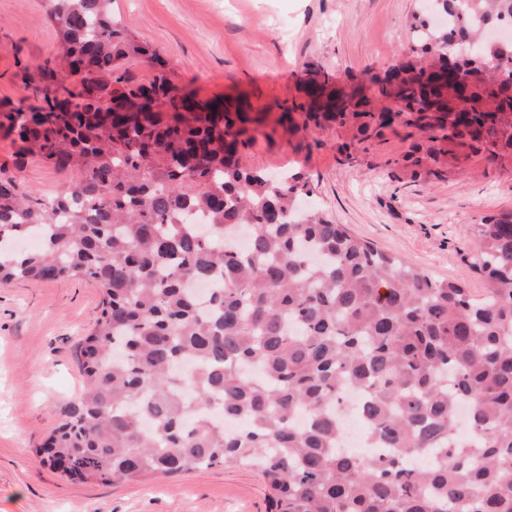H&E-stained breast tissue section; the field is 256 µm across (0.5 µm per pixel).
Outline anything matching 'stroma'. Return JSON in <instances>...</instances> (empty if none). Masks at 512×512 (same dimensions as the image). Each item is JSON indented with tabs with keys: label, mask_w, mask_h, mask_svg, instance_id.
I'll list each match as a JSON object with an SVG mask.
<instances>
[{
	"label": "stroma",
	"mask_w": 512,
	"mask_h": 512,
	"mask_svg": "<svg viewBox=\"0 0 512 512\" xmlns=\"http://www.w3.org/2000/svg\"><path fill=\"white\" fill-rule=\"evenodd\" d=\"M420 0H112L125 32L150 43L179 81L202 98L274 123L306 103L300 85L317 68L333 87L411 57ZM48 0H0V98H17L16 58L38 67L60 53ZM336 124L308 132L277 129L242 149V167L296 173L305 201L350 232L432 276L482 294L475 226L512 211V162L475 159L473 173L410 175L405 130L351 146ZM0 174L43 202L76 177L39 158L17 162L0 138ZM85 281L0 283V512H268L259 473L217 466L143 483H81L50 468L42 449L81 385L77 345L101 304Z\"/></svg>",
	"instance_id": "stroma-1"
}]
</instances>
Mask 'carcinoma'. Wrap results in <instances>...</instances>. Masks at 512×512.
<instances>
[{
  "label": "carcinoma",
  "mask_w": 512,
  "mask_h": 512,
  "mask_svg": "<svg viewBox=\"0 0 512 512\" xmlns=\"http://www.w3.org/2000/svg\"><path fill=\"white\" fill-rule=\"evenodd\" d=\"M430 2L448 25L412 24L417 60L467 88L413 63L369 79V95L361 81L317 103L311 87L303 129L331 121L360 143L394 129V106L431 142L413 167L512 160V40L480 35L512 21V0ZM49 18L79 75L16 59L21 96L0 98V135L18 160L80 177L48 204L0 179V282L88 280L103 295L50 465L108 485L255 467L274 512H512V212L476 227L487 288L474 296L299 211L302 176L242 169L245 113L196 100L118 28L112 0H50ZM132 62L155 74L137 79ZM32 230L40 246L16 249ZM197 283L215 285L206 310ZM350 388L390 456L340 447ZM236 418L240 433L224 425Z\"/></svg>",
  "instance_id": "cac0c4a2"
}]
</instances>
